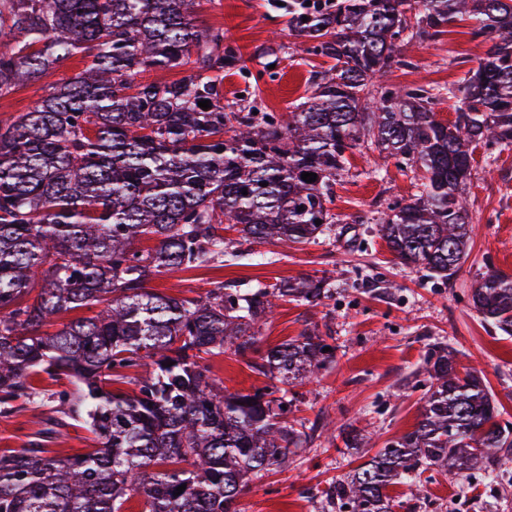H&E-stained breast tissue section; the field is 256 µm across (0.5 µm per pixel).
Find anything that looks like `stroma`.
I'll return each instance as SVG.
<instances>
[{"label":"stroma","instance_id":"1","mask_svg":"<svg viewBox=\"0 0 512 512\" xmlns=\"http://www.w3.org/2000/svg\"><path fill=\"white\" fill-rule=\"evenodd\" d=\"M301 0L270 6L268 0H200L197 22L230 34L246 68L224 75V100L241 106L258 101L267 111L287 115L292 103L315 90L314 75L332 61L304 51L289 25ZM474 20L449 24L428 43L411 42L407 67L389 83L458 88L466 72L488 49L473 38ZM273 47L279 62L269 66L262 50ZM374 153L353 152L336 180L328 235L296 249L239 241L224 234V255L202 266L173 270L152 279L154 292L196 297L216 283L241 288L271 286L283 279L326 277L331 296L317 306L284 300L259 328L260 351L315 332L331 337L336 358L311 383L293 387L294 417L310 430L305 449L282 471L254 479L238 499L241 512H331L322 492L346 479L386 444L412 430L423 405L425 358L445 343L462 354L465 366L481 371L503 419L512 421V337L495 332L468 304L473 282L495 269L512 276V150L486 164L483 152L467 193L474 236L468 258L450 282L402 264L389 251L374 220L389 203L415 193L410 171L388 163L374 171ZM258 353L227 352L208 363L220 388L249 392L268 384L255 370ZM58 416L52 400L0 415V453L27 447ZM369 437L364 447H346L351 430ZM424 492L414 497L403 485L390 493L402 500L398 512H512V468L490 481L476 472L454 477L430 469Z\"/></svg>","mask_w":512,"mask_h":512}]
</instances>
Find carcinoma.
<instances>
[{
	"label": "carcinoma",
	"instance_id": "carcinoma-1",
	"mask_svg": "<svg viewBox=\"0 0 512 512\" xmlns=\"http://www.w3.org/2000/svg\"><path fill=\"white\" fill-rule=\"evenodd\" d=\"M198 2L0 0V97L29 82L47 88L31 110L0 120V405L37 403L34 377L66 375L77 399L50 397L96 441L72 455L50 456L37 441L0 454V512H123L132 491L144 512H237L251 477L287 466L310 435L289 420L288 390L221 391L207 357L258 350L275 299L317 306L330 283L221 284L194 298L147 283L223 256L226 224L250 243L315 241L334 223L333 185L354 149L417 173L418 193L381 211L379 233L402 264L449 281L474 234L466 190L475 150L512 149V0H423L414 15L408 0H341L297 16L292 34L334 65L286 120L255 103L224 107V71L243 61L223 27L196 23ZM464 15L489 47L443 123L441 89L384 78L409 66L402 45L434 40ZM78 54L84 68L55 78ZM157 70L179 77L144 79ZM143 237L157 244L134 249ZM468 300L512 336V276L485 272ZM335 358L336 346L304 333L255 368L302 385ZM131 368L143 370L137 391L109 390ZM424 374L421 419L330 485V508L395 512L388 487L419 494L430 468L493 479L512 462V423L499 420L478 371L437 344Z\"/></svg>",
	"mask_w": 512,
	"mask_h": 512
}]
</instances>
